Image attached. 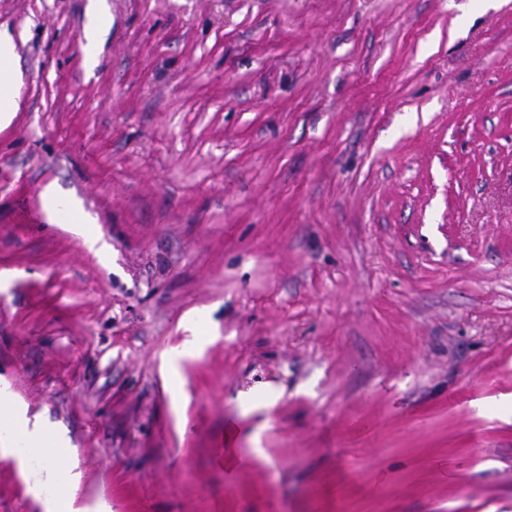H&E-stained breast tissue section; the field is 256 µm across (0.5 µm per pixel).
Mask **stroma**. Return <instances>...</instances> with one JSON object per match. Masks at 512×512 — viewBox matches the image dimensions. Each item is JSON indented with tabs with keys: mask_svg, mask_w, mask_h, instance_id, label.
<instances>
[{
	"mask_svg": "<svg viewBox=\"0 0 512 512\" xmlns=\"http://www.w3.org/2000/svg\"><path fill=\"white\" fill-rule=\"evenodd\" d=\"M106 5L90 71L0 0V389L78 512H512V0ZM23 74L17 66L16 42L0 30V130L7 127L20 109L19 91ZM45 206L51 220L56 221L57 215L61 208L68 210L72 216L71 223L76 232L91 237L95 234V230L90 224V218L84 214L77 202L71 199H63L53 189H48L45 193Z\"/></svg>",
	"mask_w": 512,
	"mask_h": 512,
	"instance_id": "35a3bbf8",
	"label": "stroma"
}]
</instances>
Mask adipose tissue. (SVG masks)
<instances>
[{
    "mask_svg": "<svg viewBox=\"0 0 512 512\" xmlns=\"http://www.w3.org/2000/svg\"><path fill=\"white\" fill-rule=\"evenodd\" d=\"M22 84L16 42L10 33L0 30V129L7 127L20 109ZM15 438L26 448L45 454L51 460L50 466L43 468L34 480L36 490L50 492L47 512H74L68 487L58 480L63 459L62 437L40 424L29 423L25 410L0 390V448L10 449Z\"/></svg>",
    "mask_w": 512,
    "mask_h": 512,
    "instance_id": "1",
    "label": "adipose tissue"
}]
</instances>
